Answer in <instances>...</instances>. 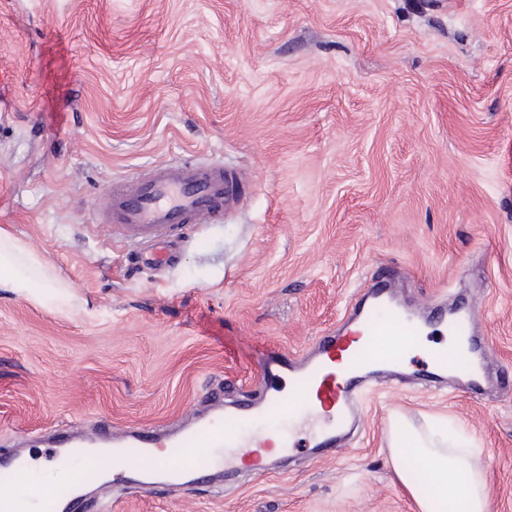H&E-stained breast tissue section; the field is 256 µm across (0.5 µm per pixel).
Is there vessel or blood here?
Here are the masks:
<instances>
[{
	"instance_id": "1",
	"label": "vessel or blood",
	"mask_w": 512,
	"mask_h": 512,
	"mask_svg": "<svg viewBox=\"0 0 512 512\" xmlns=\"http://www.w3.org/2000/svg\"><path fill=\"white\" fill-rule=\"evenodd\" d=\"M110 205L100 221L125 240L152 246L182 225L217 222L239 202L242 184L234 170L192 163L169 166L151 179H131L109 186ZM479 313L458 306L428 305L415 312L400 299L392 279L364 289L343 325L317 337L302 353L272 349L258 376L259 392L245 401H225L222 383H213L206 406L189 421L167 430H144L120 437L102 432L91 446L64 433L48 438L43 452L51 464L82 466L101 477L127 473L128 484L143 490L169 480L208 479L220 486L245 471L272 469L290 457V437L270 429L282 414L293 427L310 434L311 454L320 458L346 446L359 431L362 391L372 384L446 381L447 352H437L426 369L407 372L399 358L382 346L387 336H413L440 323L466 336L458 384L483 395L493 378L482 360L483 341L467 336L465 326ZM21 449L0 448V487H15L26 471ZM0 512H106L103 501L80 487L54 496H12L0 500Z\"/></svg>"
}]
</instances>
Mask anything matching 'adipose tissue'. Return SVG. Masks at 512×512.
<instances>
[{"label":"adipose tissue","mask_w":512,"mask_h":512,"mask_svg":"<svg viewBox=\"0 0 512 512\" xmlns=\"http://www.w3.org/2000/svg\"><path fill=\"white\" fill-rule=\"evenodd\" d=\"M59 286L45 262L0 229V288L38 303L52 298L63 312L68 304ZM391 425L394 469L419 512H490V491L468 435L437 418L418 425L399 416ZM421 473L428 489L416 482Z\"/></svg>","instance_id":"1"}]
</instances>
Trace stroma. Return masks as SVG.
<instances>
[{"mask_svg":"<svg viewBox=\"0 0 512 512\" xmlns=\"http://www.w3.org/2000/svg\"><path fill=\"white\" fill-rule=\"evenodd\" d=\"M182 162L238 170L243 201L145 264L92 218ZM0 228L74 298L0 289V448L165 428L213 377L242 398L386 269L479 306L500 395L373 386L350 448L223 493L108 483L112 512H417L397 413L464 428L512 512V0H0Z\"/></svg>","mask_w":512,"mask_h":512,"instance_id":"stroma-1","label":"stroma"}]
</instances>
